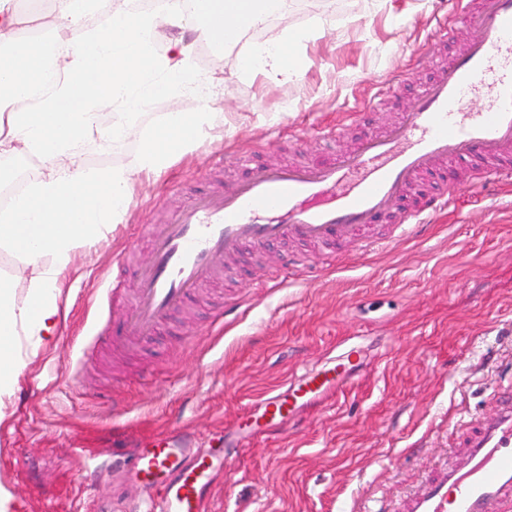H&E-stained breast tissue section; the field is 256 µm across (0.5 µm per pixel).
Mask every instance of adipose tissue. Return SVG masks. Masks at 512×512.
Masks as SVG:
<instances>
[{
    "instance_id": "adipose-tissue-1",
    "label": "adipose tissue",
    "mask_w": 512,
    "mask_h": 512,
    "mask_svg": "<svg viewBox=\"0 0 512 512\" xmlns=\"http://www.w3.org/2000/svg\"><path fill=\"white\" fill-rule=\"evenodd\" d=\"M94 2L57 0L55 11L33 13L35 28L56 37L59 51L50 58L38 42L19 38L14 0H0V156L27 154L43 163L38 177L0 211V249L38 268L21 306L12 279L0 278V397L14 385L18 337L52 333L57 278L73 252L94 245L126 211L137 175L157 170L204 134L205 113L176 112L143 133L133 167L90 169L78 162V145L97 133L126 135L132 127L126 121L100 129V107L118 103L133 112L143 99L186 89L197 81L190 69L196 44H222L228 30L245 35L273 11L272 0H166L163 11H117L81 30ZM166 32L168 50L154 53L156 37ZM306 37L300 29L283 30L246 55L243 70L297 73ZM53 66L60 77L41 93Z\"/></svg>"
}]
</instances>
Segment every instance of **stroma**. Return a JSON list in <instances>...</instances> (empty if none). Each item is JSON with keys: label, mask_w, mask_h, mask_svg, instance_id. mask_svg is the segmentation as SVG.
<instances>
[{"label": "stroma", "mask_w": 512, "mask_h": 512, "mask_svg": "<svg viewBox=\"0 0 512 512\" xmlns=\"http://www.w3.org/2000/svg\"><path fill=\"white\" fill-rule=\"evenodd\" d=\"M449 0H287L284 12L235 47H197L191 67L207 97L145 100L139 131L172 112L218 118L188 152L134 184L127 211L60 277L52 334L23 341L12 394L0 399V512H147L138 444L173 429L223 452L242 415L310 370L334 368L350 347L360 366L287 424L247 439L211 482L205 512H400L464 452L465 422L494 416L512 394V186L476 191L473 162L435 165L418 191L451 189L447 214L386 248L338 246L335 266L299 241L232 259L122 361L100 349L99 327L123 313L102 296L150 250L139 233L196 193L231 185L243 160L311 161L340 153L391 122L469 32L435 38ZM305 28L301 72L277 80L243 71L251 49L284 27ZM398 76L390 95L383 85ZM344 132H337V125ZM138 134L91 140V169L132 166ZM132 265L118 270L120 256Z\"/></svg>", "instance_id": "obj_1"}]
</instances>
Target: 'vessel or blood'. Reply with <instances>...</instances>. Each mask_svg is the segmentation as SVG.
Masks as SVG:
<instances>
[{
    "mask_svg": "<svg viewBox=\"0 0 512 512\" xmlns=\"http://www.w3.org/2000/svg\"><path fill=\"white\" fill-rule=\"evenodd\" d=\"M452 17L440 27L441 37L451 39L459 19L470 39L376 133L320 163L246 161L232 187L196 195L163 224L141 225L151 252L136 288L124 293L115 281L106 289L109 297L128 298L120 329L107 339L112 351H136L157 336L163 321L244 248L262 250L289 238L328 248L351 241L385 246L390 237L426 226L447 210L450 193L405 211L391 236L371 233L435 163L473 159L482 163V179L511 178L512 0H454ZM473 94L484 97L480 110L468 105ZM331 383L321 372L301 375L258 401L254 425L284 422L290 408L315 402ZM468 427L466 465L449 467L444 479L408 503L407 512H512V400ZM213 468L177 436L145 443L136 460L137 474L156 483L153 512H203Z\"/></svg>",
    "mask_w": 512,
    "mask_h": 512,
    "instance_id": "vessel-or-blood-1",
    "label": "vessel or blood"
}]
</instances>
